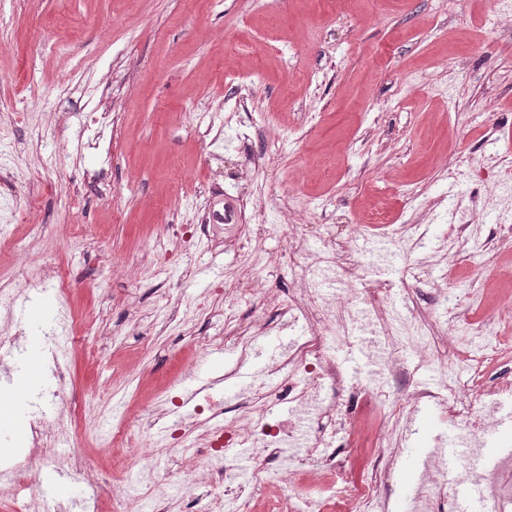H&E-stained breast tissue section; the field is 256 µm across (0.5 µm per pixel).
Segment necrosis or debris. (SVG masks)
Here are the masks:
<instances>
[{
  "label": "necrosis or debris",
  "mask_w": 512,
  "mask_h": 512,
  "mask_svg": "<svg viewBox=\"0 0 512 512\" xmlns=\"http://www.w3.org/2000/svg\"><path fill=\"white\" fill-rule=\"evenodd\" d=\"M408 230L405 224H356L343 242L316 234L309 224H285L281 231L288 257L304 270L295 295L276 297L253 277L240 282L237 295L253 298L260 312L274 308L288 326L298 327L300 336L284 358L269 366L271 380L263 390L237 402L235 417L214 426L202 445L213 473L208 495L219 512H253L248 487L288 478L287 471L271 472L260 460L242 470L236 451L248 444L305 448V463L332 477L329 496L315 494L310 484L298 480L294 498L270 503L269 512H378L393 469V455L384 444L399 436L403 419L418 405L444 413L474 443L499 428L501 404L512 400V374L498 369L508 342L498 335L493 319L472 320L464 306L468 289L449 287L447 277H433L422 266L405 265ZM379 238L395 248L403 292L428 290V310L397 311L388 288L362 285L358 270L370 243ZM332 277L341 286L333 295L325 288ZM359 309L378 326L384 352L377 375L361 380L345 376L334 358L335 346L352 337ZM267 329L260 314L244 319L234 304H225L224 333L234 337L239 360L247 359L252 343ZM430 367L440 370V382L413 379V371ZM284 398L297 409H311L320 428L310 434L302 422L272 420V406ZM112 453L119 459L112 474L121 487L112 512H126L132 480L154 476L144 427L117 423ZM133 456L145 461L135 476L125 465ZM482 479L483 512H512V456L501 458ZM418 509L460 512L446 468L434 466L424 479Z\"/></svg>",
  "instance_id": "4bbe7bcc"
}]
</instances>
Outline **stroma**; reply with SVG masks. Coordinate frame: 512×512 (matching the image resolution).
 <instances>
[{
	"mask_svg": "<svg viewBox=\"0 0 512 512\" xmlns=\"http://www.w3.org/2000/svg\"><path fill=\"white\" fill-rule=\"evenodd\" d=\"M236 72L253 82L242 111L229 105ZM104 77L121 120L97 140L87 118ZM244 147L266 160L255 195L276 187L281 206L247 215L234 245L167 234L195 223L199 190L236 192ZM76 195L88 234L71 243ZM283 206L340 236L420 223L419 256L447 255L512 336V250L493 237L512 225V0H384L377 12L367 0H0V284L30 258L68 267L66 297L19 296L15 316L30 337L73 325L72 349L40 345L27 396L60 390L41 441L74 450L64 477L87 462L97 472L69 497L50 494L38 471L10 493L0 478V512L22 498L64 512L108 506L106 442L122 419L151 428V491L167 512L208 507L204 487L185 480L207 466L193 448L208 409L267 380L253 361L231 375L213 288L247 273L281 294L293 286L294 268L252 259L253 247L285 248L260 232L281 223ZM460 206L472 210L471 239L448 251ZM336 355L357 377L376 367L368 316ZM18 375L0 361L15 441L0 447L5 470L32 444Z\"/></svg>",
	"mask_w": 512,
	"mask_h": 512,
	"instance_id": "1",
	"label": "stroma"
}]
</instances>
